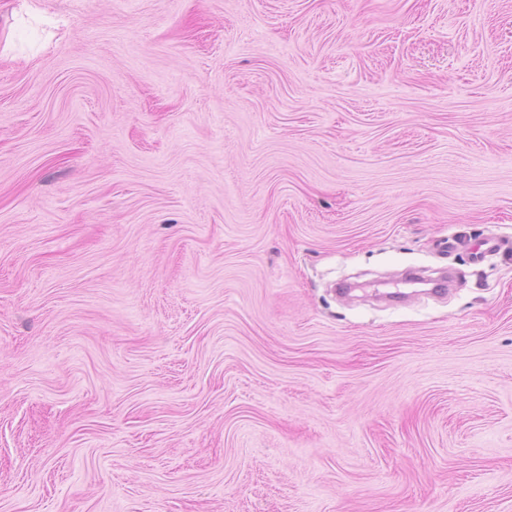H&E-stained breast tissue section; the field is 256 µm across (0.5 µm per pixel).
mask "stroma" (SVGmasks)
Returning a JSON list of instances; mask_svg holds the SVG:
<instances>
[{
    "instance_id": "35a3bbf8",
    "label": "stroma",
    "mask_w": 512,
    "mask_h": 512,
    "mask_svg": "<svg viewBox=\"0 0 512 512\" xmlns=\"http://www.w3.org/2000/svg\"><path fill=\"white\" fill-rule=\"evenodd\" d=\"M6 33L0 512H512V0Z\"/></svg>"
}]
</instances>
